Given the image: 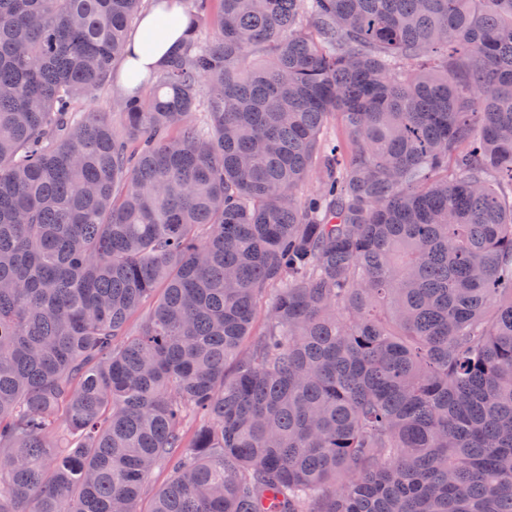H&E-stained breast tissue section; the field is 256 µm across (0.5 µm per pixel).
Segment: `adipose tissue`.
<instances>
[{
    "label": "adipose tissue",
    "instance_id": "ef3b65f1",
    "mask_svg": "<svg viewBox=\"0 0 512 512\" xmlns=\"http://www.w3.org/2000/svg\"><path fill=\"white\" fill-rule=\"evenodd\" d=\"M189 23L181 0H164L162 5L145 11L136 31L127 40L119 88L134 89L141 78L156 70L181 43Z\"/></svg>",
    "mask_w": 512,
    "mask_h": 512
}]
</instances>
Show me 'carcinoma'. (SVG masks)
I'll return each instance as SVG.
<instances>
[{
	"instance_id": "cac0c4a2",
	"label": "carcinoma",
	"mask_w": 512,
	"mask_h": 512,
	"mask_svg": "<svg viewBox=\"0 0 512 512\" xmlns=\"http://www.w3.org/2000/svg\"><path fill=\"white\" fill-rule=\"evenodd\" d=\"M141 3L0 0V512H512V0H191L79 116ZM164 4L145 11L138 24L135 17L130 25L126 57L118 86L122 91L132 90L150 70H157L161 61L181 43L190 19L184 7L189 2L164 0ZM116 79L112 78L95 90L90 96L80 100L77 104V111L104 112L112 120L113 100L117 95Z\"/></svg>"
}]
</instances>
